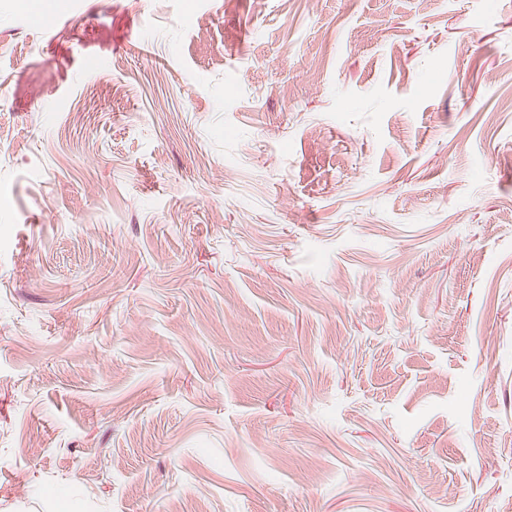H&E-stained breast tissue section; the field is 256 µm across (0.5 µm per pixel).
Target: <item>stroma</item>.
Masks as SVG:
<instances>
[{
  "label": "stroma",
  "mask_w": 512,
  "mask_h": 512,
  "mask_svg": "<svg viewBox=\"0 0 512 512\" xmlns=\"http://www.w3.org/2000/svg\"><path fill=\"white\" fill-rule=\"evenodd\" d=\"M512 508V0H0V512Z\"/></svg>",
  "instance_id": "1"
}]
</instances>
